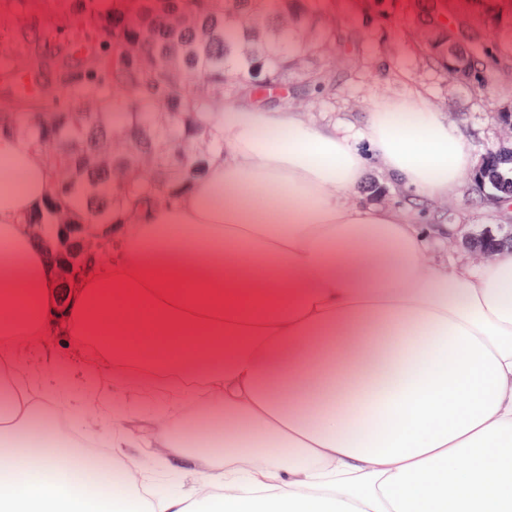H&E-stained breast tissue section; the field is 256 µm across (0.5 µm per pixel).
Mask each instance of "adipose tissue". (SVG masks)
<instances>
[{"instance_id":"obj_1","label":"adipose tissue","mask_w":512,"mask_h":512,"mask_svg":"<svg viewBox=\"0 0 512 512\" xmlns=\"http://www.w3.org/2000/svg\"><path fill=\"white\" fill-rule=\"evenodd\" d=\"M213 109L202 175L118 225L111 263L65 303L23 227L53 172L0 139V241L22 258L0 268V512H193L205 486L219 512H512V250L437 257L458 225L350 201L373 168L448 199L473 180L465 135L418 91L356 135L246 95ZM59 327L177 386L146 445L192 490L129 477L118 411L78 492L71 445L96 437L58 411L59 380L21 377L13 356Z\"/></svg>"}]
</instances>
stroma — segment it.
<instances>
[{
  "label": "stroma",
  "mask_w": 512,
  "mask_h": 512,
  "mask_svg": "<svg viewBox=\"0 0 512 512\" xmlns=\"http://www.w3.org/2000/svg\"><path fill=\"white\" fill-rule=\"evenodd\" d=\"M141 0H0V16L17 17L20 27L0 25V43L25 46L43 65L37 79L56 82L63 57L57 47L72 39L84 25L82 12L107 17L114 11L134 13ZM423 0H318L319 10L335 19L336 33L312 44L305 59L309 70L325 75L322 94H313L304 76L293 75L284 89L289 103L304 117L333 121L358 128L374 103L422 91L431 106L449 124L460 127L474 154L497 135L496 112L512 101V77L502 79L491 96H484L467 82L449 81L448 75L427 58V49L417 37L423 18ZM433 221L459 224L460 235L449 239V253L469 255L468 237L507 223L500 209L471 204L468 188L435 204ZM21 370L39 365L42 373L68 382L72 392L84 399L71 406L69 420L106 435L112 430L111 391L86 389L85 380L98 376L112 380L103 353L91 351L89 343L57 334L45 348L35 350L21 344L15 348Z\"/></svg>",
  "instance_id": "1"
}]
</instances>
